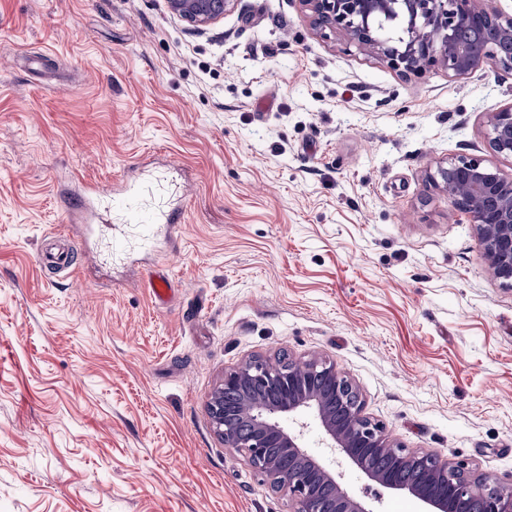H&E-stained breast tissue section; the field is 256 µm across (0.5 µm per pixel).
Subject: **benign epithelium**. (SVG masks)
Listing matches in <instances>:
<instances>
[{
  "mask_svg": "<svg viewBox=\"0 0 512 512\" xmlns=\"http://www.w3.org/2000/svg\"><path fill=\"white\" fill-rule=\"evenodd\" d=\"M238 0H167L169 12L194 29L222 19ZM311 23L324 39L340 37L348 47L386 63L404 77H421L439 68L461 77L483 67L512 71V12L488 8L484 0H301ZM495 34L496 47L481 38ZM488 144L499 156L512 157V105L490 114ZM427 179L457 210L468 215L483 246L488 275L512 287V180L477 156L458 155L437 164ZM234 391L238 405H224ZM214 433L239 452L274 490H286L293 512H376L370 501L343 485V463L357 469L379 488L413 497L422 512H457V501L479 494L484 512H512V483L477 477L466 461H450L411 451L391 439L382 423L364 411L356 384L324 357L306 361L278 357L252 358L227 371L207 403ZM310 413L335 455L330 466L303 444ZM292 425H285V421ZM379 451L392 455L400 468L427 478L398 482L392 473L372 465ZM294 465L281 472L275 453ZM333 490L324 500L319 486Z\"/></svg>",
  "mask_w": 512,
  "mask_h": 512,
  "instance_id": "benign-epithelium-1",
  "label": "benign epithelium"
}]
</instances>
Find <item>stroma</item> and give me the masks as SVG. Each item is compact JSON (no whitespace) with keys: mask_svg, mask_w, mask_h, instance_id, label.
<instances>
[{"mask_svg":"<svg viewBox=\"0 0 512 512\" xmlns=\"http://www.w3.org/2000/svg\"><path fill=\"white\" fill-rule=\"evenodd\" d=\"M512 72L406 79L237 0H0V512H292L213 433L253 356L333 361L407 448L512 476V288L427 170L490 149ZM175 174L185 224L106 262L69 201ZM93 259L45 278L44 236ZM175 285L155 301L149 272ZM169 12L194 29L208 27L224 19L237 0H167Z\"/></svg>","mask_w":512,"mask_h":512,"instance_id":"stroma-1","label":"stroma"}]
</instances>
